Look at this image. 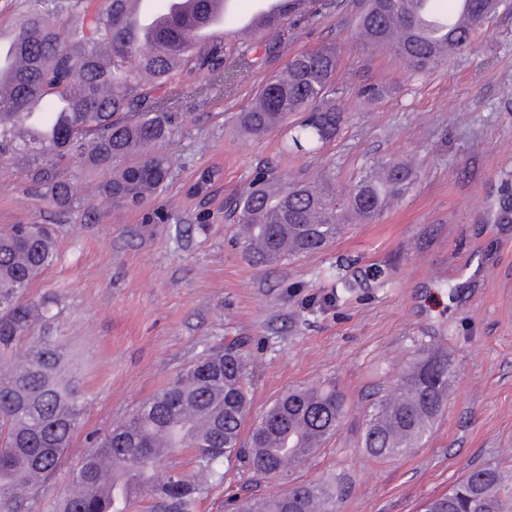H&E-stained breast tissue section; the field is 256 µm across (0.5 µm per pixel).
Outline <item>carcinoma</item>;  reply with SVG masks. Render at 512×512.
Returning a JSON list of instances; mask_svg holds the SVG:
<instances>
[{
	"instance_id": "cac0c4a2",
	"label": "carcinoma",
	"mask_w": 512,
	"mask_h": 512,
	"mask_svg": "<svg viewBox=\"0 0 512 512\" xmlns=\"http://www.w3.org/2000/svg\"><path fill=\"white\" fill-rule=\"evenodd\" d=\"M128 0H24L13 26L29 68L10 96L0 97V159H24L32 188L51 206L69 212L78 204L73 179L62 168L77 166L101 177L100 193L112 207H145L166 188L171 160L158 145L171 138L177 117L165 111L174 81L210 78L234 82L237 56L267 60L275 40H251L235 29L233 8L224 28L194 44L180 24L142 37L126 8ZM270 27L292 26L312 12H335L341 0H280ZM362 0L357 38L390 52L408 70L425 73L449 59L430 56L432 42L446 37L457 55L472 47L477 29L491 19L499 0H457L472 23L448 26L442 0ZM76 16L77 22L70 21ZM336 44L294 54L270 77L239 127L262 137L284 130L287 152L320 153L345 120L344 91L336 84ZM37 93L53 112L50 135L26 139L25 99ZM221 170L199 169L186 195L206 198ZM415 174L394 161H377L342 194L330 176L284 181L271 167L259 169L249 189L226 204L242 224L245 253L260 263L305 255L333 242L344 225L376 221L400 199ZM56 257L55 238L43 224H13L0 232V512H33L44 484L63 465L79 426L82 402L69 358L51 336H36L48 319L46 302L27 299L32 281ZM248 362L242 343L211 346L178 377L115 426L100 448L70 475L58 512H200L210 488L224 483V463L249 466L260 480L276 481L320 448L340 428L345 400L332 387L309 386L281 395L241 441L247 404ZM448 351L420 347L395 393L379 399L362 439L377 459L410 454L429 434L448 400ZM186 449L194 473L155 475L168 454ZM342 479L296 483L271 495L234 499L238 512H339ZM421 512H512V486L492 467L469 470L448 493L425 502Z\"/></svg>"
}]
</instances>
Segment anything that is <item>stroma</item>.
Instances as JSON below:
<instances>
[{
    "mask_svg": "<svg viewBox=\"0 0 512 512\" xmlns=\"http://www.w3.org/2000/svg\"><path fill=\"white\" fill-rule=\"evenodd\" d=\"M358 11L348 0L297 33L266 31L281 53L235 60L233 87L197 79L170 88L180 119L164 147L173 161L158 199L166 222L113 209L96 194L97 175L81 171L82 205L55 213L30 191L22 165L0 160V229L35 223L56 233L57 258L29 295L56 297L46 331L78 363L84 404L36 512H56L99 437L207 347L234 339L250 365L244 429L292 388L331 386L346 401L340 430L286 480L261 483L264 493L337 475L347 485L340 512H420L472 467L512 475V223L485 220L512 175V7L478 29L476 52L419 75L356 38ZM334 42L346 119L323 154L288 155L281 131L254 138L237 127V112L290 55ZM375 83L389 95L358 99ZM379 160L418 175L379 221L352 225L315 253L268 266L248 260L224 203L256 166L277 165L287 179L328 167L344 190ZM204 166L222 172L212 198H187ZM421 346L450 356L446 409L421 448L376 460L362 446L366 415Z\"/></svg>",
    "mask_w": 512,
    "mask_h": 512,
    "instance_id": "obj_1",
    "label": "stroma"
}]
</instances>
